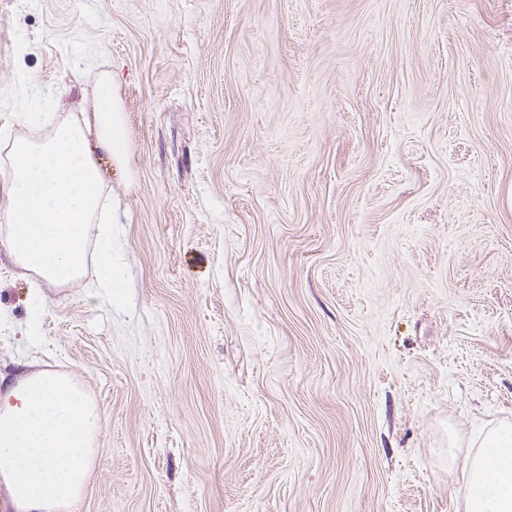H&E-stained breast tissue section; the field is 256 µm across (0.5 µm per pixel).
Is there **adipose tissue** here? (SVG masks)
I'll return each mask as SVG.
<instances>
[{"label": "adipose tissue", "mask_w": 512, "mask_h": 512, "mask_svg": "<svg viewBox=\"0 0 512 512\" xmlns=\"http://www.w3.org/2000/svg\"><path fill=\"white\" fill-rule=\"evenodd\" d=\"M95 112L60 123L40 141L14 139L0 168V241L42 280L81 276L95 253L101 284L114 288L112 228L101 160L126 161V128L111 74ZM104 412L65 375L0 373V486L13 512H74L95 466ZM465 512H512V429L467 460Z\"/></svg>", "instance_id": "1"}]
</instances>
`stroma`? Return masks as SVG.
<instances>
[{
  "mask_svg": "<svg viewBox=\"0 0 512 512\" xmlns=\"http://www.w3.org/2000/svg\"><path fill=\"white\" fill-rule=\"evenodd\" d=\"M106 72L122 288L0 243V371L106 411L76 512H461L512 428V0H0V160Z\"/></svg>",
  "mask_w": 512,
  "mask_h": 512,
  "instance_id": "stroma-1",
  "label": "stroma"
}]
</instances>
